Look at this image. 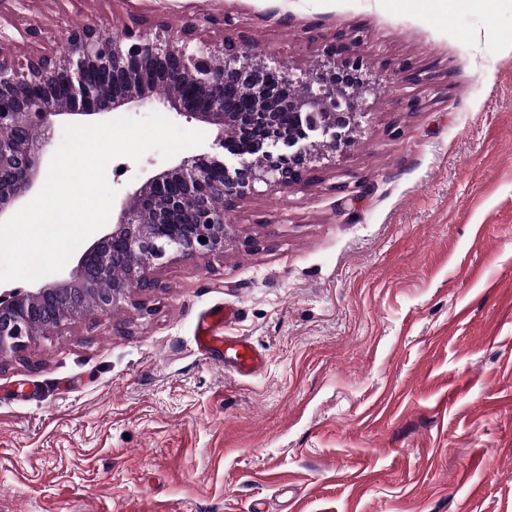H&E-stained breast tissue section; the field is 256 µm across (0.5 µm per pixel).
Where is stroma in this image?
Listing matches in <instances>:
<instances>
[{"mask_svg": "<svg viewBox=\"0 0 512 512\" xmlns=\"http://www.w3.org/2000/svg\"><path fill=\"white\" fill-rule=\"evenodd\" d=\"M0 15L9 58L143 22L303 67L359 29L370 84L356 143L228 212L234 245L0 363V512H512V0H0ZM174 164L118 157L106 178L121 199ZM219 305L260 373L198 352Z\"/></svg>", "mask_w": 512, "mask_h": 512, "instance_id": "obj_1", "label": "stroma"}]
</instances>
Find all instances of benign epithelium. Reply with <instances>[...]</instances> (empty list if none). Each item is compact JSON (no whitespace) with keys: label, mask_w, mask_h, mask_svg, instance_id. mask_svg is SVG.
I'll list each match as a JSON object with an SVG mask.
<instances>
[{"label":"benign epithelium","mask_w":512,"mask_h":512,"mask_svg":"<svg viewBox=\"0 0 512 512\" xmlns=\"http://www.w3.org/2000/svg\"><path fill=\"white\" fill-rule=\"evenodd\" d=\"M61 54L36 53L22 62L0 54V221L38 188L56 118L112 115L160 101L169 110L217 130L233 150L184 157L126 195L109 231L55 282L0 294V360L33 336H52L157 286L154 269L177 257H204L235 242L224 213L249 195L277 193L306 180L315 164L346 150L366 113L361 36L340 32L301 71L245 44L197 39L167 27L132 26L110 36L92 25L63 33ZM292 88L276 96L265 78ZM238 86L250 108L232 110L224 86ZM288 112L298 132L279 128ZM204 241H199V238Z\"/></svg>","instance_id":"obj_1"}]
</instances>
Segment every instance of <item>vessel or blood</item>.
<instances>
[{
	"label": "vessel or blood",
	"mask_w": 512,
	"mask_h": 512,
	"mask_svg": "<svg viewBox=\"0 0 512 512\" xmlns=\"http://www.w3.org/2000/svg\"><path fill=\"white\" fill-rule=\"evenodd\" d=\"M229 319L226 310L217 309L201 319L196 327L195 342L199 350L209 357H230L236 371L244 375L258 372L264 357L248 341L225 335L224 326Z\"/></svg>",
	"instance_id": "b4317fda"
}]
</instances>
